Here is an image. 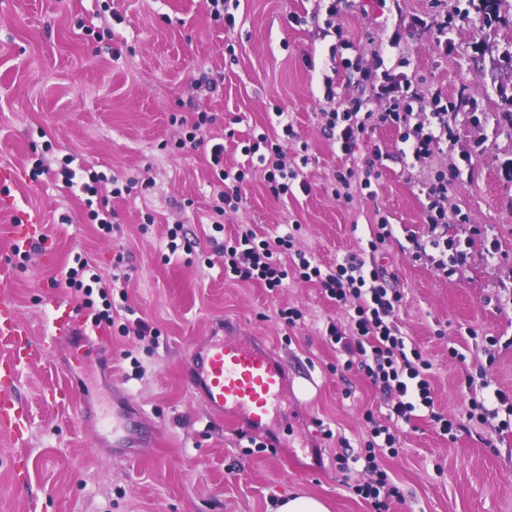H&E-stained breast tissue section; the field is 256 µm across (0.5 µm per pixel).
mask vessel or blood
<instances>
[{"instance_id":"b4317fda","label":"vessel or blood","mask_w":512,"mask_h":512,"mask_svg":"<svg viewBox=\"0 0 512 512\" xmlns=\"http://www.w3.org/2000/svg\"><path fill=\"white\" fill-rule=\"evenodd\" d=\"M14 241L26 246L41 222L36 211L10 214ZM0 337L13 341L9 357L0 359V430L16 435L26 428V414L12 395L23 366L31 354L27 331L12 309L0 305ZM191 385L199 390L209 408L232 424H246L266 431L288 388L285 366L271 353L234 336H212L189 353Z\"/></svg>"}]
</instances>
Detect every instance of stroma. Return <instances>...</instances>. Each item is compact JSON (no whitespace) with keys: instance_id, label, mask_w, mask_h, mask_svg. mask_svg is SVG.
Masks as SVG:
<instances>
[{"instance_id":"1","label":"stroma","mask_w":512,"mask_h":512,"mask_svg":"<svg viewBox=\"0 0 512 512\" xmlns=\"http://www.w3.org/2000/svg\"><path fill=\"white\" fill-rule=\"evenodd\" d=\"M226 9L234 27L214 20L204 0H0V168L20 175L16 205L44 215L38 253L0 287L32 346L15 389L27 430L0 431V512H272L296 491L325 498L331 512H370L334 462L342 451L358 455L364 414L380 404L361 371L337 369L322 334L346 312L316 283L272 292L225 275L208 241L217 190L210 147L176 148L175 115L212 117L234 171H247L242 147L260 134L279 139L289 159H308L306 192L278 198L249 175L243 207L224 216L225 237L242 224L265 237L295 223L296 249L329 266L366 246L372 225L387 219L394 236L374 261L402 295L397 322L431 363L438 410L462 418L470 376L512 391V126L500 95L512 85L502 59L512 14L489 22L469 0H336L329 36L325 0H228ZM344 41V57L367 65L379 55L404 73L421 96L415 111L451 107L453 133L425 162L400 159L394 127L367 129L350 155L326 129L329 48ZM335 76L337 97L358 94L355 75ZM279 109L293 138L276 123ZM377 152L378 179L353 203L339 200L336 174L363 169ZM68 155L122 188L107 199L112 233L90 224L86 194L57 176ZM42 157L51 171L31 179ZM441 173L448 237L465 250L447 276L410 244L427 231L421 189ZM146 176L153 187H141ZM176 224L187 247L171 257ZM79 255L104 279L117 269L126 275L123 294L112 297L121 309L114 326L91 328L81 298L57 284ZM288 307L303 313L297 327L277 315ZM61 309L78 325L44 349ZM137 319L158 330L156 340L122 333ZM209 336L243 337L287 367L284 420L261 434V447L188 384L187 354ZM490 336L500 345L488 347ZM71 387L72 399H53ZM114 410L139 416L120 448L111 422L99 420ZM496 425L444 436L415 417L398 455L384 462L404 493L389 512H512V433ZM328 428L333 438L324 437Z\"/></svg>"}]
</instances>
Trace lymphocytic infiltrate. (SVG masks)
Masks as SVG:
<instances>
[{
    "mask_svg": "<svg viewBox=\"0 0 512 512\" xmlns=\"http://www.w3.org/2000/svg\"><path fill=\"white\" fill-rule=\"evenodd\" d=\"M342 65L359 75L362 87L380 89L388 98L384 110L370 109L367 97L357 95L337 101L335 80L323 79L324 100L328 105L323 116L328 129L336 133V141L345 153H352L367 128L389 125L402 129L403 142L408 143L414 159L431 155L432 149L450 130L448 109L439 107L435 121L423 124L415 121L413 102L415 93L403 89L399 76L384 67L383 59L373 66L343 59ZM207 114L194 119L180 118L178 146L209 144L213 166L218 167L217 178L224 182L213 205L217 216L214 232H223L220 222L226 210L239 209L243 197L240 185L244 171L224 170V145L213 142ZM244 153L256 156L258 169L269 191L277 197L291 194L293 188L309 191L307 181L301 180L297 165L289 162L280 144L270 142L268 136L259 135L257 142L244 146ZM425 219L427 236L412 240L414 256L430 255L438 270L448 269V181L438 177L427 185ZM293 231H285L273 240L258 238L248 224L239 225L233 239L221 244L224 254V272L242 281L259 282L269 290L284 287L288 280L320 284L339 307L348 311L346 322H329L326 334L337 346L345 360L343 369L360 368L379 391L385 415L366 411L367 438L364 459L370 473L369 481L353 479L346 455L336 457V469L341 483L356 495L367 500L374 512H387L390 503L402 499L403 492L383 469L384 459L396 456L402 444L401 424L411 421L416 411H426L430 422L441 432H450L452 422L437 411L429 370L431 364L421 352L409 346L394 320L395 310L402 299L397 289L388 287L375 264L367 262L364 252L345 255L336 265L325 267L307 258L305 252L295 251ZM294 253L296 260L284 263L283 254ZM65 285L84 298L86 308L92 309L93 325L113 324L110 287L94 272L85 258H77L75 267L65 274Z\"/></svg>",
    "mask_w": 512,
    "mask_h": 512,
    "instance_id": "obj_1",
    "label": "lymphocytic infiltrate"
}]
</instances>
